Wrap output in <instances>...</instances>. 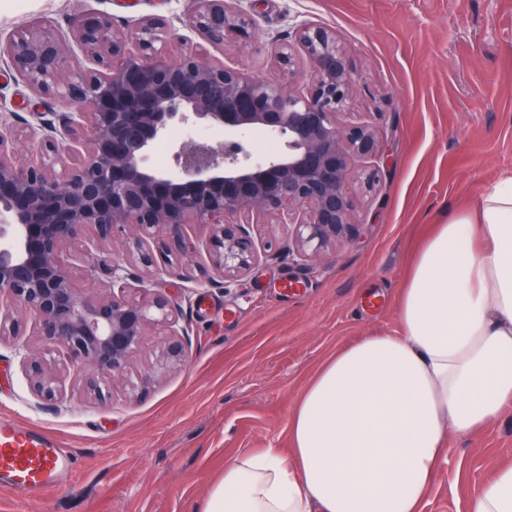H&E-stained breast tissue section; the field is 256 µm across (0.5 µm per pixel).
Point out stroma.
<instances>
[{"mask_svg": "<svg viewBox=\"0 0 512 512\" xmlns=\"http://www.w3.org/2000/svg\"><path fill=\"white\" fill-rule=\"evenodd\" d=\"M255 14L257 42L225 43L223 60L276 80L271 42L305 23L336 31L350 48L361 91L350 110L375 126L380 153L372 193L351 185L357 235L320 264L297 265L281 227L254 228L258 257L246 289H197L208 262L200 227L187 225L190 263L151 244L183 288L179 324L189 362L137 396H86L66 375L43 400L13 343H0V416L40 427L72 448L75 469L37 499L0 485V512H193L239 456L288 450V417L320 365L360 336L395 329L416 255L434 227L474 204L512 168V0H238ZM187 0H7L0 39L47 18L68 30L78 15L130 27L175 24ZM8 121L42 110L40 97L0 71ZM512 464V409L472 435L449 434L448 456L423 512H471L473 489Z\"/></svg>", "mask_w": 512, "mask_h": 512, "instance_id": "stroma-1", "label": "stroma"}]
</instances>
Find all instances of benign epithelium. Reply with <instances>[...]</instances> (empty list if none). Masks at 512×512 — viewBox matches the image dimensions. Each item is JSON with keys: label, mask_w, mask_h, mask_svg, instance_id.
<instances>
[{"label": "benign epithelium", "mask_w": 512, "mask_h": 512, "mask_svg": "<svg viewBox=\"0 0 512 512\" xmlns=\"http://www.w3.org/2000/svg\"><path fill=\"white\" fill-rule=\"evenodd\" d=\"M234 2L188 0L185 35L152 17L121 28L100 15L75 17L65 35L34 19L0 42V64L48 109L20 125L0 120V342L28 349L19 321L31 320L38 350L24 367L47 400L71 371L102 398L105 386L137 395L185 366L183 292L145 295L172 275L147 241L183 253L186 225H198L209 261L201 285L218 277L243 287L257 257L250 226L286 228L294 260L312 265L360 224L349 184L373 190L378 170L356 161L380 145L371 124L339 122L359 92L349 48L304 26L274 47L295 83L259 79L210 53L256 35L255 15ZM191 34L204 44L171 53ZM197 129L224 137L182 139ZM259 135L273 141L261 160ZM159 141L174 168L153 163ZM117 242L121 257L110 260ZM131 266L143 273L135 288ZM150 334L160 341L135 377ZM59 348L68 359L53 364L46 355Z\"/></svg>", "instance_id": "1"}]
</instances>
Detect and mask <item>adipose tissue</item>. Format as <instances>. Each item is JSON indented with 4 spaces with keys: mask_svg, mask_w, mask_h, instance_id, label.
Listing matches in <instances>:
<instances>
[{
    "mask_svg": "<svg viewBox=\"0 0 512 512\" xmlns=\"http://www.w3.org/2000/svg\"><path fill=\"white\" fill-rule=\"evenodd\" d=\"M398 328L338 350L302 389L291 448L237 458L196 512H422L448 436L512 407V170L437 225ZM471 512H512V464Z\"/></svg>",
    "mask_w": 512,
    "mask_h": 512,
    "instance_id": "ef3b65f1",
    "label": "adipose tissue"
}]
</instances>
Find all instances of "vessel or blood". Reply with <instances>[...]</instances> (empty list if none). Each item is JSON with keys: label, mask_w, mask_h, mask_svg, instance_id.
<instances>
[{"label": "vessel or blood", "mask_w": 512, "mask_h": 512, "mask_svg": "<svg viewBox=\"0 0 512 512\" xmlns=\"http://www.w3.org/2000/svg\"><path fill=\"white\" fill-rule=\"evenodd\" d=\"M73 463L71 450L45 430L0 420V484L26 497H40L56 487Z\"/></svg>", "instance_id": "vessel-or-blood-1"}]
</instances>
